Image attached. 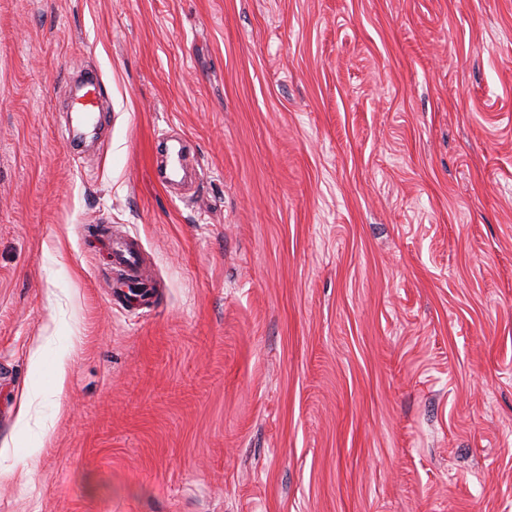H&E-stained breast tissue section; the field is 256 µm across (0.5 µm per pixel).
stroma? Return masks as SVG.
Listing matches in <instances>:
<instances>
[{"label":"stroma","mask_w":512,"mask_h":512,"mask_svg":"<svg viewBox=\"0 0 512 512\" xmlns=\"http://www.w3.org/2000/svg\"><path fill=\"white\" fill-rule=\"evenodd\" d=\"M0 369V512H512V0H0ZM142 249L136 239L123 236L115 238L112 246V266L118 271L116 284L127 288L123 290L129 304L145 308L149 303L154 286L142 278L140 273Z\"/></svg>","instance_id":"obj_1"}]
</instances>
